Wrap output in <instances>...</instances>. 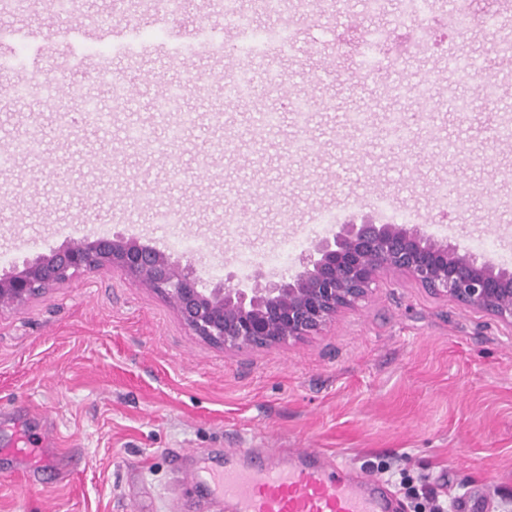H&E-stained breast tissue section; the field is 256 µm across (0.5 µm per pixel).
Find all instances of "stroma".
<instances>
[{
    "label": "stroma",
    "instance_id": "1",
    "mask_svg": "<svg viewBox=\"0 0 512 512\" xmlns=\"http://www.w3.org/2000/svg\"><path fill=\"white\" fill-rule=\"evenodd\" d=\"M214 0H187L176 19L137 21L138 0L114 11L115 28L99 39L84 14L112 9V0H83L79 11H32L0 36V80L40 78L69 95L66 112L31 100L0 99V152L11 138L34 136L45 147L41 168L16 160L0 169L8 204L0 208V274L70 243L116 233L152 243L157 210L184 214L168 225L172 260L193 264L205 281L246 277L241 254H277L292 236L314 229L313 216L335 210L340 221L368 213L381 195L386 220L423 224L429 234L494 262L512 256V142L496 139L493 113L448 109L455 76L449 55L482 58L488 75L504 63L499 30L485 14L512 0H474L470 29L448 30L445 0L425 15L434 29L426 46L409 45L414 26L404 0H382L376 17L357 0L335 14L318 0L301 11L303 50L265 53L257 61L255 106L225 95L224 78L241 53L254 50L270 19L255 13L252 36L219 19ZM386 28L393 46L368 82L358 59L366 28ZM235 47L207 59L184 51L196 39ZM170 49L156 69L155 48ZM193 73L198 93L180 142L165 152L126 141L127 124L166 122L150 99ZM128 77L146 103L136 112L112 107L109 131L83 125L82 92L109 99L111 81ZM404 83L426 93L427 124L397 138L386 112L409 109L392 92ZM309 94L317 105L307 126L285 117L258 128L255 108L283 112L288 97ZM365 109L373 140L362 142L341 123ZM315 142L295 156L296 139ZM456 154H445L448 139ZM209 153L211 175L196 172ZM462 207L443 215L442 181ZM71 192H62V183ZM491 191L495 214L479 194ZM233 221L226 237L215 214ZM50 434L54 469L24 488L14 462L0 458V512H225L187 478L193 461L227 448H317L355 476L371 474L390 491L394 512H424L429 495L478 498L490 512H512V331L492 317L432 296L410 277L387 274L355 308L321 333L282 346L228 351L182 323L172 301L113 270L79 274L21 308L0 307V451L20 436Z\"/></svg>",
    "mask_w": 512,
    "mask_h": 512
}]
</instances>
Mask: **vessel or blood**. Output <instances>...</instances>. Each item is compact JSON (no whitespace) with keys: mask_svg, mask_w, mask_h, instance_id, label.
Segmentation results:
<instances>
[{"mask_svg":"<svg viewBox=\"0 0 512 512\" xmlns=\"http://www.w3.org/2000/svg\"><path fill=\"white\" fill-rule=\"evenodd\" d=\"M443 17L452 28L465 29L473 23L466 0H450ZM448 64L454 69L458 84L477 83L481 60L468 59L462 67L452 54ZM478 85L472 95L449 93L456 112L473 111L480 102L500 107L497 83ZM188 92V83L182 81L172 85L170 93L155 102L154 110L160 116L172 112L181 115L180 122L167 128L170 140H180L185 127L193 120L192 113L184 109ZM315 103V98L309 95L289 97L288 110L296 124H307ZM343 122L360 140L368 141L374 136L366 111L345 112ZM11 155L40 165L43 143L34 138L14 140ZM200 477L211 484L217 495L231 502L235 512H386L378 479L347 478L338 466L325 460L322 451L314 448H296L287 454L279 448H229L224 452L223 465L202 470Z\"/></svg>","mask_w":512,"mask_h":512,"instance_id":"1","label":"vessel or blood"}]
</instances>
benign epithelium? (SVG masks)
<instances>
[{"mask_svg":"<svg viewBox=\"0 0 512 512\" xmlns=\"http://www.w3.org/2000/svg\"><path fill=\"white\" fill-rule=\"evenodd\" d=\"M118 270L170 298L194 335L228 350L284 345L321 332L366 298L380 274L410 275L435 296L491 316L512 331V267L428 234L421 224L354 220L314 243L297 271L255 268L200 287L196 268L134 237L101 236L38 254L0 274V306L21 307L81 273Z\"/></svg>","mask_w":512,"mask_h":512,"instance_id":"obj_1","label":"benign epithelium"}]
</instances>
